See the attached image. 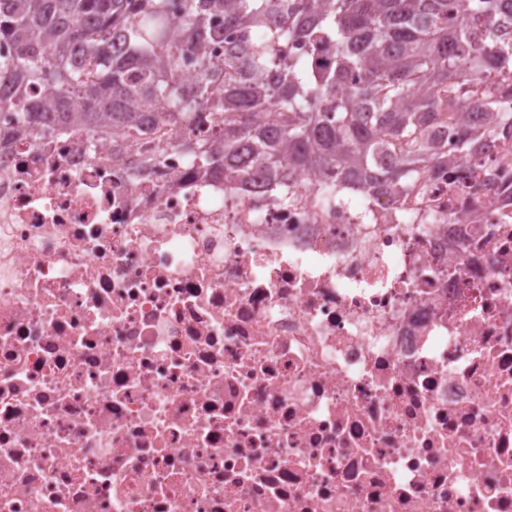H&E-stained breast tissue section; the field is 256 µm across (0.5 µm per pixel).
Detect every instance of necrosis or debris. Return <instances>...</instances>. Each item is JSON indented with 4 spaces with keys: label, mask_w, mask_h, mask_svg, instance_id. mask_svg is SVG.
<instances>
[{
    "label": "necrosis or debris",
    "mask_w": 512,
    "mask_h": 512,
    "mask_svg": "<svg viewBox=\"0 0 512 512\" xmlns=\"http://www.w3.org/2000/svg\"><path fill=\"white\" fill-rule=\"evenodd\" d=\"M15 124L0 512H512V135L398 203Z\"/></svg>",
    "instance_id": "necrosis-or-debris-1"
}]
</instances>
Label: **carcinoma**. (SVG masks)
Here are the masks:
<instances>
[{"label":"carcinoma","instance_id":"1","mask_svg":"<svg viewBox=\"0 0 512 512\" xmlns=\"http://www.w3.org/2000/svg\"><path fill=\"white\" fill-rule=\"evenodd\" d=\"M226 34L219 64L206 48ZM1 38L14 55L0 61V107L21 109L26 132L106 116L134 140L152 118L205 108L214 125L187 144L200 166L285 194L297 169L399 197L448 166L429 131L454 126L456 162L512 133V84L464 121L473 87L512 70V0H0ZM186 47L193 87L179 78Z\"/></svg>","mask_w":512,"mask_h":512}]
</instances>
